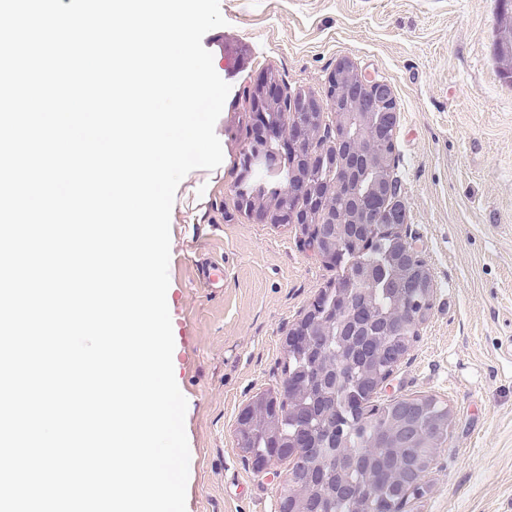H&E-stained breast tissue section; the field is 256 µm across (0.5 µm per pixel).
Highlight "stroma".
Returning a JSON list of instances; mask_svg holds the SVG:
<instances>
[{"label": "stroma", "mask_w": 512, "mask_h": 512, "mask_svg": "<svg viewBox=\"0 0 512 512\" xmlns=\"http://www.w3.org/2000/svg\"><path fill=\"white\" fill-rule=\"evenodd\" d=\"M226 26L203 46L230 92L215 132L222 164L191 171L171 214L168 308L174 375L187 400L186 512H277L287 463L253 470L237 418L282 387L284 344L335 269L306 250L297 224L262 223L232 186L245 142L242 95L277 72L289 90L324 93L352 59L387 81L403 232L433 283L420 335L381 399L432 396L448 438L411 512H512V83L494 54L498 0H220ZM208 196L206 211L193 202ZM224 263V286L196 264Z\"/></svg>", "instance_id": "obj_1"}]
</instances>
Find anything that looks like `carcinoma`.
Returning <instances> with one entry per match:
<instances>
[{
  "label": "carcinoma",
  "mask_w": 512,
  "mask_h": 512,
  "mask_svg": "<svg viewBox=\"0 0 512 512\" xmlns=\"http://www.w3.org/2000/svg\"><path fill=\"white\" fill-rule=\"evenodd\" d=\"M250 143L240 151V171H250L249 184L257 199H277L292 187L298 215L317 213L319 206L299 186L301 177L329 183L335 172L327 164L307 170L305 162L290 157L271 172L251 163ZM360 184H351L326 198L329 209L345 212V223L316 224L306 247L322 253L339 246L326 261L336 268V280L322 289L300 320L306 328L320 313L322 331L333 340L323 351L301 346L285 348L283 384L291 397L264 393L238 419L239 448L246 454L267 453L290 461L297 450L327 448L326 456L311 464L306 487L294 496L278 493V506L299 512H404L424 488L441 445L448 438V406L430 396L411 399L410 413L399 400L375 402L377 386L393 371L375 353L379 345L406 352L417 338L412 317L431 308L432 281L425 266L407 262L409 247L403 229L384 223L390 200L367 191L379 172L362 168ZM362 279L367 287L357 298V312L342 319V286ZM355 325L362 333L341 359L345 371L337 376L328 361L336 358L339 337ZM414 434L408 441L404 433Z\"/></svg>",
  "instance_id": "obj_1"
}]
</instances>
